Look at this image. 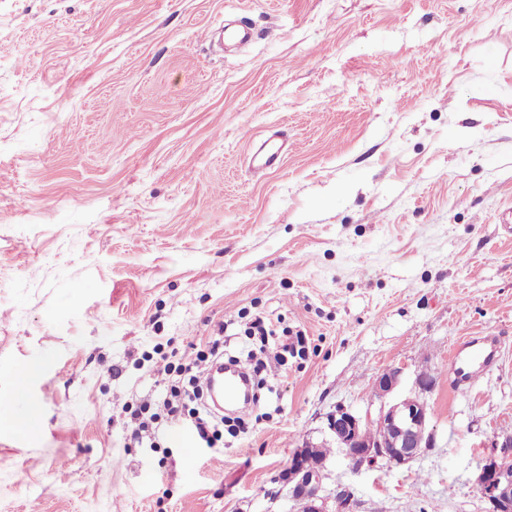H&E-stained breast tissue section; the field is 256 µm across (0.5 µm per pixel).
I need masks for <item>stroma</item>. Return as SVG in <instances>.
<instances>
[{"instance_id":"obj_1","label":"stroma","mask_w":512,"mask_h":512,"mask_svg":"<svg viewBox=\"0 0 512 512\" xmlns=\"http://www.w3.org/2000/svg\"><path fill=\"white\" fill-rule=\"evenodd\" d=\"M246 22L243 48L209 42ZM0 512H299L280 476L391 365L437 378L434 446L328 457L356 512H487L512 435V0H0ZM288 153L253 171L249 139ZM268 361L246 430L186 449L157 412L187 342ZM500 360L467 388L468 336ZM279 491L269 499V491ZM499 337L469 336L457 342L451 357V380L458 387L470 386L499 361ZM476 483L482 498L493 507L492 511L508 512L509 507L512 508V450L487 456Z\"/></svg>"}]
</instances>
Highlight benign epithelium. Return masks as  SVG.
<instances>
[{
	"label": "benign epithelium",
	"instance_id": "obj_1",
	"mask_svg": "<svg viewBox=\"0 0 512 512\" xmlns=\"http://www.w3.org/2000/svg\"><path fill=\"white\" fill-rule=\"evenodd\" d=\"M404 381V368L400 366H390L376 375L373 392L381 404L374 417L342 404L326 415L325 433L356 464L383 461L389 466H403L434 447L427 396L433 392L436 380L429 372L418 373L410 392L401 395ZM326 477L325 464L303 463L298 452L283 475L289 485L288 496L302 503L305 512H355L356 501L349 489L342 487L332 496L324 494ZM476 483L495 512H507L512 506V452L487 456Z\"/></svg>",
	"mask_w": 512,
	"mask_h": 512
}]
</instances>
